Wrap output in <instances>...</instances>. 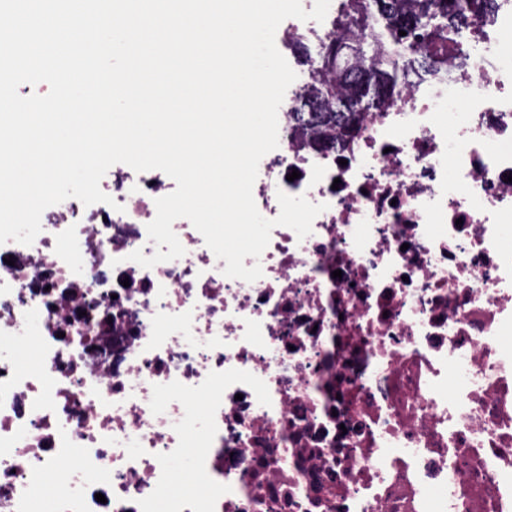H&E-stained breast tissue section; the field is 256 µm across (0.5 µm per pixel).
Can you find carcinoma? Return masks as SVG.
Returning <instances> with one entry per match:
<instances>
[{
    "label": "carcinoma",
    "mask_w": 512,
    "mask_h": 512,
    "mask_svg": "<svg viewBox=\"0 0 512 512\" xmlns=\"http://www.w3.org/2000/svg\"><path fill=\"white\" fill-rule=\"evenodd\" d=\"M488 2L345 0L336 26L358 34L348 43L338 38L322 44L319 99L292 107L294 119L350 131L361 113L399 90L409 72L431 68L443 54V40L457 33L456 22L482 14Z\"/></svg>",
    "instance_id": "carcinoma-1"
}]
</instances>
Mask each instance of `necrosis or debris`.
<instances>
[{
  "label": "necrosis or debris",
  "instance_id": "4bbe7bcc",
  "mask_svg": "<svg viewBox=\"0 0 512 512\" xmlns=\"http://www.w3.org/2000/svg\"><path fill=\"white\" fill-rule=\"evenodd\" d=\"M340 6L275 34L297 78L253 197L324 210L245 258L261 278L185 218L182 257L130 261L176 183L119 163L113 205L0 244V512H512V0L342 137L290 112Z\"/></svg>",
  "mask_w": 512,
  "mask_h": 512
}]
</instances>
